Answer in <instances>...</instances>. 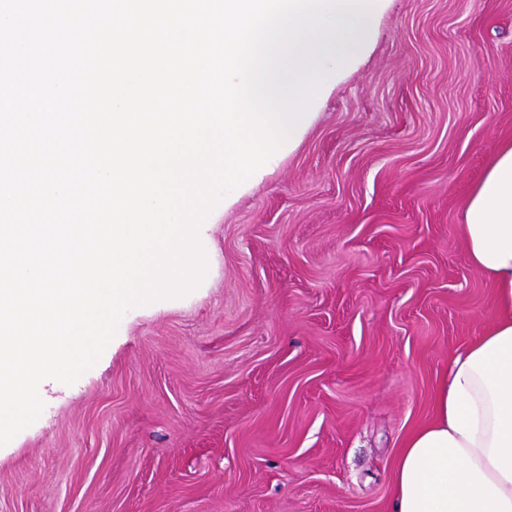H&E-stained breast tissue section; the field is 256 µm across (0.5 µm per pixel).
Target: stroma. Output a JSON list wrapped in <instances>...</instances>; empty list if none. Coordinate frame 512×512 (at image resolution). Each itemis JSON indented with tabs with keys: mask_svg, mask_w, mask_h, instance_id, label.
<instances>
[{
	"mask_svg": "<svg viewBox=\"0 0 512 512\" xmlns=\"http://www.w3.org/2000/svg\"><path fill=\"white\" fill-rule=\"evenodd\" d=\"M298 145L0 446V512H390L399 451L495 316L460 233L512 141V0H388Z\"/></svg>",
	"mask_w": 512,
	"mask_h": 512,
	"instance_id": "stroma-1",
	"label": "stroma"
}]
</instances>
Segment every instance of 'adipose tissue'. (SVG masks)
Masks as SVG:
<instances>
[{
	"mask_svg": "<svg viewBox=\"0 0 512 512\" xmlns=\"http://www.w3.org/2000/svg\"><path fill=\"white\" fill-rule=\"evenodd\" d=\"M461 233L495 285L496 317L453 359L435 419L407 438L393 512H512V143L475 186Z\"/></svg>",
	"mask_w": 512,
	"mask_h": 512,
	"instance_id": "adipose-tissue-1",
	"label": "adipose tissue"
}]
</instances>
